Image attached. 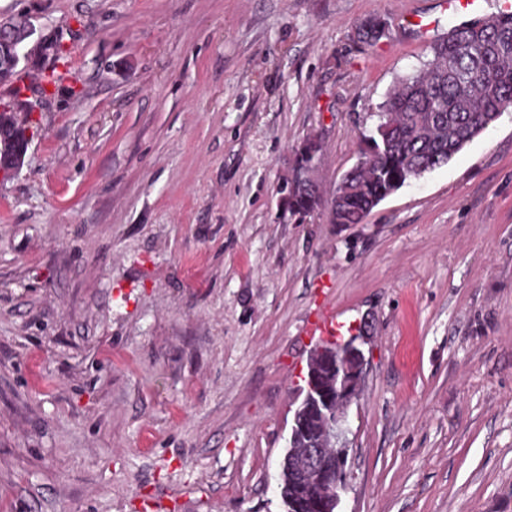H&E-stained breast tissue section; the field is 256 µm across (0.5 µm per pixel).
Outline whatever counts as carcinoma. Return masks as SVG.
I'll use <instances>...</instances> for the list:
<instances>
[{"label":"carcinoma","mask_w":512,"mask_h":512,"mask_svg":"<svg viewBox=\"0 0 512 512\" xmlns=\"http://www.w3.org/2000/svg\"><path fill=\"white\" fill-rule=\"evenodd\" d=\"M425 68L400 77L375 113L366 167L347 171L348 192L330 200L331 222L359 224L382 200L451 161L512 105V11L455 25L431 47ZM289 214L304 218L321 206L314 191L286 196ZM280 494L288 501V458Z\"/></svg>","instance_id":"cac0c4a2"}]
</instances>
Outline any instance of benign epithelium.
<instances>
[{
	"label": "benign epithelium",
	"mask_w": 512,
	"mask_h": 512,
	"mask_svg": "<svg viewBox=\"0 0 512 512\" xmlns=\"http://www.w3.org/2000/svg\"><path fill=\"white\" fill-rule=\"evenodd\" d=\"M65 46L53 29L38 27L30 18L0 19V85L24 72L31 80L58 64ZM317 167L294 166L288 187L316 185ZM353 336L330 353L316 351L308 361L307 406L294 413L288 439V485L311 495L317 512H340L346 484L349 408L358 394L364 354Z\"/></svg>",
	"instance_id": "1"
}]
</instances>
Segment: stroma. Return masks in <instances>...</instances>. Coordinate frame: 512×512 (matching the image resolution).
Returning <instances> with one entry per match:
<instances>
[{
    "label": "stroma",
    "instance_id": "stroma-1",
    "mask_svg": "<svg viewBox=\"0 0 512 512\" xmlns=\"http://www.w3.org/2000/svg\"><path fill=\"white\" fill-rule=\"evenodd\" d=\"M477 4L0 0L67 49L0 177V512H285L324 308L363 328L341 512H512V107L363 223L280 192L314 136L330 199ZM286 201L289 214L304 218L321 206L322 198L315 191H306L299 194H292L288 191Z\"/></svg>",
    "mask_w": 512,
    "mask_h": 512
}]
</instances>
